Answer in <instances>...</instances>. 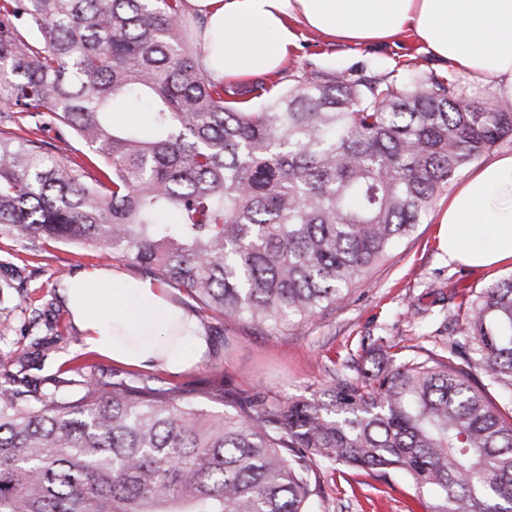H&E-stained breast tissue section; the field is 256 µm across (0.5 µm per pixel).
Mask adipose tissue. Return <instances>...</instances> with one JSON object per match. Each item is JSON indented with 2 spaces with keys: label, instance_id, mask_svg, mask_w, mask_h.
Listing matches in <instances>:
<instances>
[{
  "label": "adipose tissue",
  "instance_id": "obj_1",
  "mask_svg": "<svg viewBox=\"0 0 512 512\" xmlns=\"http://www.w3.org/2000/svg\"><path fill=\"white\" fill-rule=\"evenodd\" d=\"M185 10L204 22L200 62L218 82L275 73L302 29L354 45L410 30L427 53L512 98V0H185ZM439 222L449 263H512V153L474 168ZM66 299L87 349L115 362L179 373L208 347L197 317L151 280L94 269Z\"/></svg>",
  "mask_w": 512,
  "mask_h": 512
}]
</instances>
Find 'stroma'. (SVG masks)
Segmentation results:
<instances>
[{"instance_id":"35a3bbf8","label":"stroma","mask_w":512,"mask_h":512,"mask_svg":"<svg viewBox=\"0 0 512 512\" xmlns=\"http://www.w3.org/2000/svg\"><path fill=\"white\" fill-rule=\"evenodd\" d=\"M414 57L428 72L451 68L428 55L408 32L385 44L360 46L333 44L305 32L280 74L310 67L356 71L369 63L392 65ZM439 232L436 217H429L332 314L275 336L236 319L211 317L185 292L170 290L174 302L198 314L209 351L180 374L134 367L129 373L157 387H180L200 409L221 412L243 393L284 401L321 393L331 364L360 353L365 343L398 344L407 356L447 354L466 326L463 300L512 272L449 264ZM100 265L76 244L39 243L29 252L24 240L0 235V374H17L19 388L54 389L66 398L79 395L80 372L91 369L101 382H111L120 364L84 349L55 277L59 269L71 278ZM315 477L313 512H431L435 504L393 471L320 465Z\"/></svg>"}]
</instances>
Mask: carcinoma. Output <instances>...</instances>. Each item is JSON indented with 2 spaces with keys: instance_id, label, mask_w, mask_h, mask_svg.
Returning <instances> with one entry per match:
<instances>
[{
  "instance_id": "1",
  "label": "carcinoma",
  "mask_w": 512,
  "mask_h": 512,
  "mask_svg": "<svg viewBox=\"0 0 512 512\" xmlns=\"http://www.w3.org/2000/svg\"><path fill=\"white\" fill-rule=\"evenodd\" d=\"M184 0H0V235L116 254L202 311L275 335L336 309L512 139V102L467 98L416 59L316 68L263 105L229 98L187 40ZM150 113L116 128L115 103ZM461 354L220 414L173 389L82 375L81 395L0 386V512H312L319 464L398 470L432 512H512V274L468 301Z\"/></svg>"
}]
</instances>
